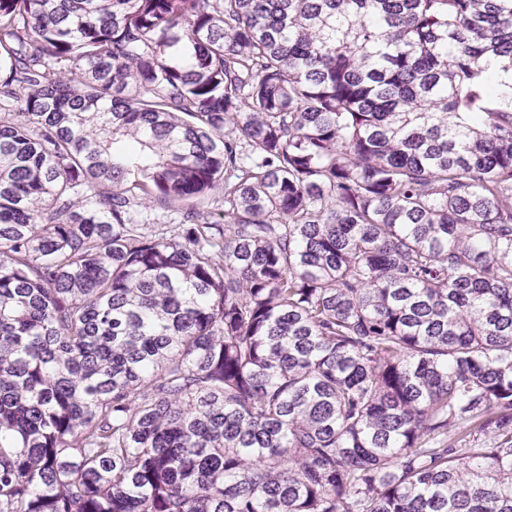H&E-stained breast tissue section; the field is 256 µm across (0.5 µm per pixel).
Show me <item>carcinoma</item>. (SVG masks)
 Returning a JSON list of instances; mask_svg holds the SVG:
<instances>
[{
  "label": "carcinoma",
  "instance_id": "1",
  "mask_svg": "<svg viewBox=\"0 0 512 512\" xmlns=\"http://www.w3.org/2000/svg\"><path fill=\"white\" fill-rule=\"evenodd\" d=\"M0 512H512V0H0Z\"/></svg>",
  "mask_w": 512,
  "mask_h": 512
}]
</instances>
